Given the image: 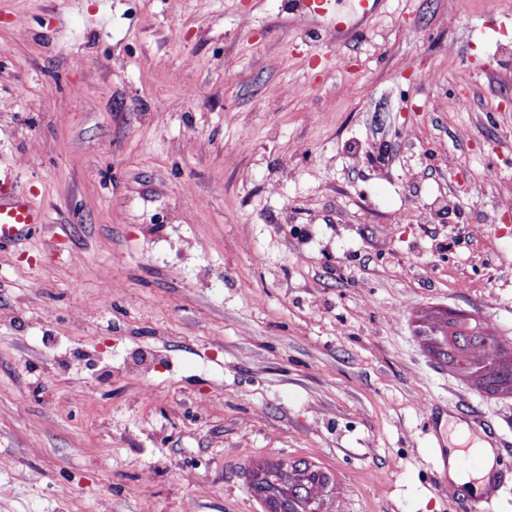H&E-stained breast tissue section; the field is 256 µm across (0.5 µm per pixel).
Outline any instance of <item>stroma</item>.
<instances>
[{"mask_svg":"<svg viewBox=\"0 0 512 512\" xmlns=\"http://www.w3.org/2000/svg\"><path fill=\"white\" fill-rule=\"evenodd\" d=\"M288 3L0 0V190L44 215L0 243V512H266L302 461L318 512H463L448 414L512 512V393L431 348L512 346V0H330L331 42ZM437 454H440L443 458V471L439 474V478L442 480H447L448 477L450 480L457 484H465L468 483L471 479H481L483 476L487 475L494 464L495 454L494 449L491 448V445L486 440L475 439L472 448H468V454L477 455L483 461V470L481 459L477 456H473L468 458V465L471 468H476L477 470H481L480 472H473L467 470L463 466L459 465V459L465 456L463 451H453L450 455L449 459V468L447 471V458H448V449L441 448L437 450Z\"/></svg>","mask_w":512,"mask_h":512,"instance_id":"35a3bbf8","label":"stroma"}]
</instances>
